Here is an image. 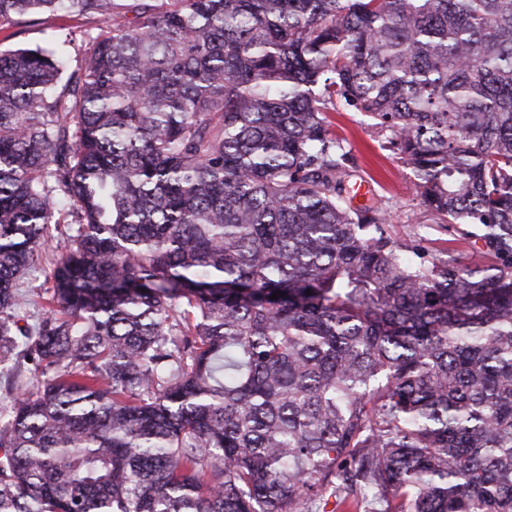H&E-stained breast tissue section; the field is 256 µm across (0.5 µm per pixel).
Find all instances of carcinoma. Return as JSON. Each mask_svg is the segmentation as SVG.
Here are the masks:
<instances>
[{
	"label": "carcinoma",
	"mask_w": 512,
	"mask_h": 512,
	"mask_svg": "<svg viewBox=\"0 0 512 512\" xmlns=\"http://www.w3.org/2000/svg\"><path fill=\"white\" fill-rule=\"evenodd\" d=\"M58 12L112 26L0 51V512H512V0H0ZM338 104L484 265L353 204ZM50 287L51 283L47 282V275L43 271L37 270L31 273L22 288L24 302L31 310L37 311L39 308L37 304L48 296L45 289Z\"/></svg>",
	"instance_id": "obj_1"
}]
</instances>
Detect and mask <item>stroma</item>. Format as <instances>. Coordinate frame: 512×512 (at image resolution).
<instances>
[{
  "mask_svg": "<svg viewBox=\"0 0 512 512\" xmlns=\"http://www.w3.org/2000/svg\"><path fill=\"white\" fill-rule=\"evenodd\" d=\"M110 25V20L104 17L88 21L65 13L5 20L0 22V49L35 47L53 36L71 39L70 56L77 59L84 50V31L90 28L98 32ZM328 116L349 153L356 175L369 186L371 195L388 207L394 238L406 241L421 235L430 251L447 247L457 250L465 263L477 262V255L462 234V225L440 226L429 221L414 176L385 149L382 134L372 127L368 117L341 105L329 111Z\"/></svg>",
  "mask_w": 512,
  "mask_h": 512,
  "instance_id": "35a3bbf8",
  "label": "stroma"
}]
</instances>
